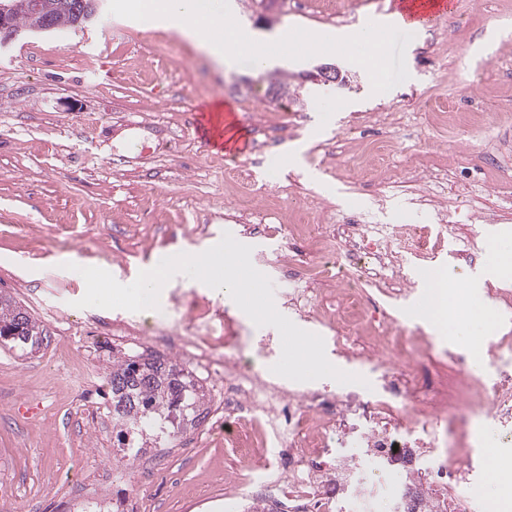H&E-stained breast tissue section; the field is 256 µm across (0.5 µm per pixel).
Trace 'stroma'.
Wrapping results in <instances>:
<instances>
[{
    "label": "stroma",
    "mask_w": 512,
    "mask_h": 512,
    "mask_svg": "<svg viewBox=\"0 0 512 512\" xmlns=\"http://www.w3.org/2000/svg\"><path fill=\"white\" fill-rule=\"evenodd\" d=\"M229 4L248 36L273 41L295 27L348 36L367 19L388 17L390 0H337L341 18L319 0H286L270 25L258 21L254 0ZM325 59L351 66L337 54L276 58L272 71L301 88L300 100H276L260 71L220 68L193 43L106 11L85 28L28 36L0 52V291L47 336L30 354L0 345V484L10 489L0 512H81L102 501L124 512L135 499L141 512L228 507L224 474L236 460L220 442L148 449L146 460L166 456L173 485L115 480L121 451L112 444L107 373L113 358L136 348L106 335L129 313L77 307L86 285L64 269L68 257L111 267L130 283L162 256L201 252L231 233L251 246L278 311L322 336L334 366L371 378L369 367L337 355L329 329L287 307L284 294L296 281L279 271L276 238L225 221L232 196L224 171L239 160L251 165L248 189L258 205L278 204L280 223H294V204L305 200L342 222L361 213L374 224L439 233L430 259L405 255L415 290L390 313L428 338L441 378L453 374L455 355L479 356L482 377H495L489 352L512 336V307L495 299L496 290H512L498 257L512 245V0H455L441 24L414 34L408 79L382 94L363 71L341 91L301 80ZM218 103L251 131L240 157L206 147L189 126L190 113ZM437 103L447 122L430 113ZM258 112L266 125L256 124ZM384 139L387 155L371 156L368 145ZM427 269L446 271L461 287V319L476 345L455 341L421 314ZM189 291L203 310L234 315L243 338L276 333L180 276L165 290L167 307ZM475 310L490 325L473 320ZM468 443L478 462L494 454L512 467V442L499 438L492 420L475 421Z\"/></svg>",
    "instance_id": "1"
}]
</instances>
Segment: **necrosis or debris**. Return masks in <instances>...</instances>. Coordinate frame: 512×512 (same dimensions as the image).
<instances>
[{
  "instance_id": "obj_1",
  "label": "necrosis or debris",
  "mask_w": 512,
  "mask_h": 512,
  "mask_svg": "<svg viewBox=\"0 0 512 512\" xmlns=\"http://www.w3.org/2000/svg\"><path fill=\"white\" fill-rule=\"evenodd\" d=\"M308 223L302 212L282 229L285 247L303 253L318 269L314 287L292 289L291 296L303 307L329 310L337 354L380 367L375 388L291 390L284 377L256 367L260 357L275 353L277 337L243 342L232 317L216 327L187 294L180 297L179 310L188 334L168 328L158 313L149 323H120L121 340L171 349L175 363L207 381L209 399L198 425L223 435L240 457L248 503L274 500L281 512H466L478 483V464L467 448H457V462L448 468L454 485L448 496L422 487L432 462L411 451L436 442L418 397L431 392L435 411L448 416L449 430L465 433L469 421L482 415L494 420L501 439L511 441L512 372L501 370L489 386L456 355L447 387L434 389L427 381L424 338L377 335V324L389 315L367 300L364 289L373 280H403L400 266L385 258L398 242L427 257L428 230L413 224H342L337 231L345 235L346 249L329 254L322 247L325 232Z\"/></svg>"
}]
</instances>
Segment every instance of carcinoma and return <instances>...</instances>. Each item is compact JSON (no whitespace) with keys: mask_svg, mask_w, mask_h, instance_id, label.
<instances>
[{"mask_svg":"<svg viewBox=\"0 0 512 512\" xmlns=\"http://www.w3.org/2000/svg\"><path fill=\"white\" fill-rule=\"evenodd\" d=\"M40 15L58 22L60 32L72 14L61 9L80 0H39ZM42 325L12 297L0 294V343L19 350H35L44 341ZM113 425L135 435H146L162 444L174 424L189 420L204 404V394L189 374L171 359L157 353H136L112 360Z\"/></svg>","mask_w":512,"mask_h":512,"instance_id":"1","label":"carcinoma"}]
</instances>
